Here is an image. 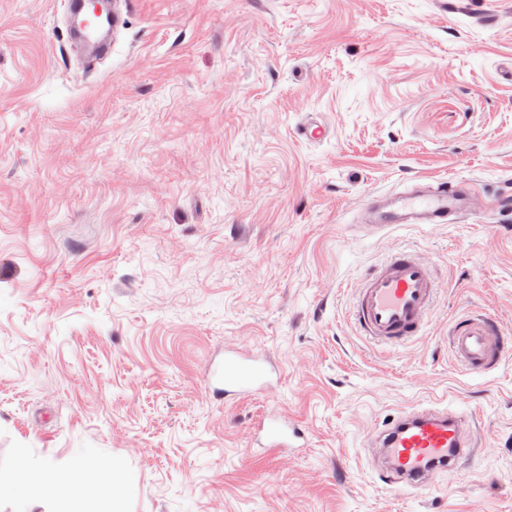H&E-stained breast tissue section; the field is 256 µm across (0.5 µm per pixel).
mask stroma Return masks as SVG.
Here are the masks:
<instances>
[{
	"label": "stroma",
	"instance_id": "obj_1",
	"mask_svg": "<svg viewBox=\"0 0 512 512\" xmlns=\"http://www.w3.org/2000/svg\"><path fill=\"white\" fill-rule=\"evenodd\" d=\"M116 2L84 77L62 0H0V472L90 450L92 512L105 473L127 512H512V355L471 374L448 350L468 314L512 335V211L355 225L417 180L512 192V0ZM402 248L438 302L385 347L351 312ZM228 348L273 388L210 394ZM421 407L466 413L475 449L380 482L371 436ZM272 414L296 447H265Z\"/></svg>",
	"mask_w": 512,
	"mask_h": 512
}]
</instances>
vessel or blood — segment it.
I'll use <instances>...</instances> for the list:
<instances>
[{"label":"vessel or blood","mask_w":512,"mask_h":512,"mask_svg":"<svg viewBox=\"0 0 512 512\" xmlns=\"http://www.w3.org/2000/svg\"><path fill=\"white\" fill-rule=\"evenodd\" d=\"M481 202V195L468 183L451 178L422 180L401 191L365 199L357 224L368 234L397 224H455L462 216L478 212ZM435 299L436 282L429 263L401 250L359 282L354 319L371 339L402 343L422 335ZM451 350L468 372L485 374L512 354V340L500 335L491 320L468 318L456 326ZM219 384L228 400L272 386L262 361L236 349L225 350L223 362L206 380L211 390ZM261 431L271 448L291 447L303 436L302 429L275 416L262 423ZM470 431L471 422L462 413L429 407L399 413L373 440L382 461L383 481L420 489L436 474L453 471L470 451Z\"/></svg>","instance_id":"vessel-or-blood-1"}]
</instances>
